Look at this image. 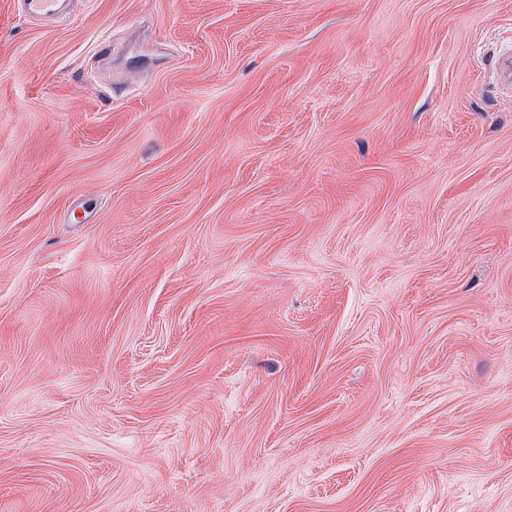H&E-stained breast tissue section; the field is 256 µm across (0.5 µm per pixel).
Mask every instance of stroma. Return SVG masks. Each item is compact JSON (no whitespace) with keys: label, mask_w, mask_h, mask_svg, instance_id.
Wrapping results in <instances>:
<instances>
[{"label":"stroma","mask_w":512,"mask_h":512,"mask_svg":"<svg viewBox=\"0 0 512 512\" xmlns=\"http://www.w3.org/2000/svg\"><path fill=\"white\" fill-rule=\"evenodd\" d=\"M512 0H0V512H512ZM65 0H19L18 4L23 13L42 19L57 18L61 13V5Z\"/></svg>","instance_id":"1"}]
</instances>
